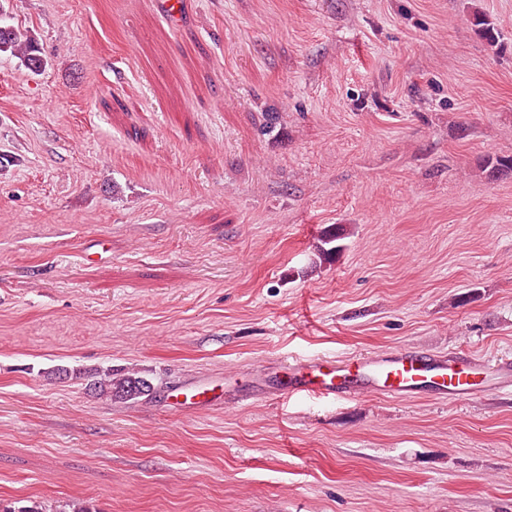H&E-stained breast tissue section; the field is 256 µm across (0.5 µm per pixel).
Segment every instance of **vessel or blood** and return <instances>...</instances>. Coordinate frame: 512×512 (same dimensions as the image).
<instances>
[{
	"mask_svg": "<svg viewBox=\"0 0 512 512\" xmlns=\"http://www.w3.org/2000/svg\"><path fill=\"white\" fill-rule=\"evenodd\" d=\"M512 379V359L498 360L486 367L461 351L436 354L415 347H400L343 360L316 356L288 365L286 376L277 382L286 394L315 395L329 400H348L372 394L404 400L432 395L467 401L494 390L496 379ZM218 395L203 386H180L170 391L171 412L197 411L217 404Z\"/></svg>",
	"mask_w": 512,
	"mask_h": 512,
	"instance_id": "1",
	"label": "vessel or blood"
}]
</instances>
